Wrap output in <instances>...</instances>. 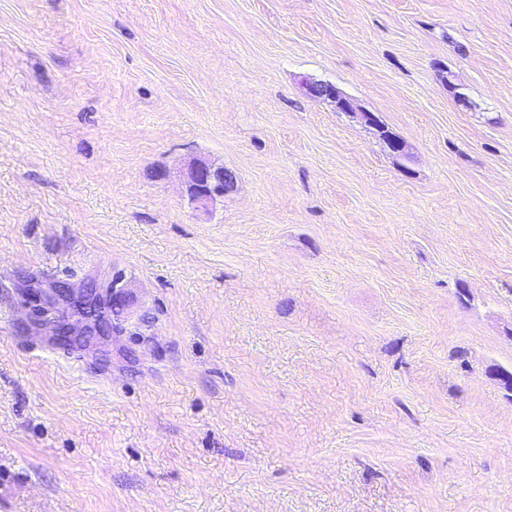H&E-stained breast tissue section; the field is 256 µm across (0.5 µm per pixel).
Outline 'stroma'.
<instances>
[{
  "mask_svg": "<svg viewBox=\"0 0 512 512\" xmlns=\"http://www.w3.org/2000/svg\"><path fill=\"white\" fill-rule=\"evenodd\" d=\"M1 307L0 512H512V0H0ZM304 91L311 97L329 100L331 103H334L336 110L340 112L359 114L368 124H371L378 129L382 138L393 153L399 156L406 155L407 145L402 139L382 126L372 112L362 109H358L359 112H356V108L353 106L351 100L335 85L323 82H306L304 85ZM235 181V176L224 168L200 162L190 170L186 192L198 210H206L215 199L232 191ZM91 281L92 283L87 284L81 294L79 293L83 289V284L79 287L54 285L45 292L30 287L27 293L32 296L37 293L39 295V302H43L42 304H44L31 306V314L38 321H41V319L49 321L51 310L63 308L68 309L71 313H75L73 315L78 318L76 323L63 321L59 317L52 321L56 338L58 336L62 338L70 336L74 339L86 340L91 337L92 341H96L103 336H110L111 333L115 332L116 325L112 322V326L111 324L105 326L98 317L90 315L88 306L89 296L96 293L97 289L104 302L102 288H112V313L117 309L120 310V308L122 310L125 309L129 305V302L126 296L117 291V284L112 283V287H105L99 284L95 279H91ZM101 332H104L105 335H102Z\"/></svg>",
  "mask_w": 512,
  "mask_h": 512,
  "instance_id": "35a3bbf8",
  "label": "stroma"
}]
</instances>
